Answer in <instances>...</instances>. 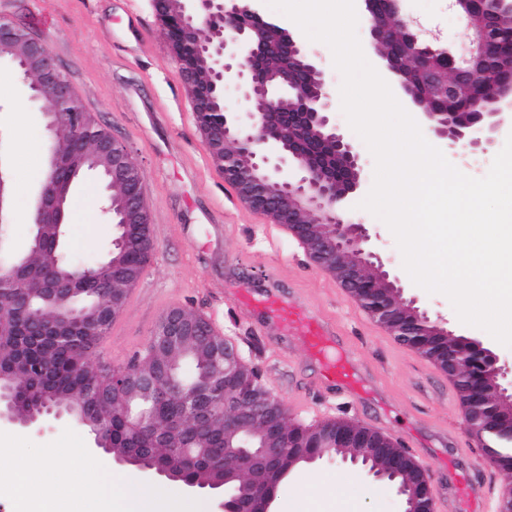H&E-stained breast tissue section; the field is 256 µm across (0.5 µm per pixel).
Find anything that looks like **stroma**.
Listing matches in <instances>:
<instances>
[{
  "instance_id": "35a3bbf8",
  "label": "stroma",
  "mask_w": 512,
  "mask_h": 512,
  "mask_svg": "<svg viewBox=\"0 0 512 512\" xmlns=\"http://www.w3.org/2000/svg\"><path fill=\"white\" fill-rule=\"evenodd\" d=\"M255 7L291 33L322 71L332 99H339L342 76L330 48L309 41L264 0H256ZM404 8L426 37L466 43L467 33L449 0H405ZM0 16L48 46L84 107L127 146L142 172L154 251L128 293L119 328L108 331L111 350L95 346V362L125 365L144 350L165 312L190 308L235 341L243 360L258 369L293 422L352 419L383 432L413 455L431 474L437 512H478L473 491L500 492L511 477L489 461L468 432L447 374L374 322L334 276L310 259L292 233H277L275 223L240 202L211 158L151 0H0ZM332 120L360 154L361 189L347 200L346 219L367 226L370 247L405 297L446 319L454 333L512 361V347L461 323L446 296L427 293L412 282L389 228L360 207L373 184L375 160L341 110H334ZM43 132L41 106L27 86L0 77V156L15 191L7 235L18 251L28 245L30 202L42 181ZM423 135L461 172L481 178L512 135V121L499 124L483 154L449 148L447 139L428 129ZM68 222V255L77 260L106 255L114 229L101 209L87 218L70 213ZM271 294L330 328L335 348L354 366L357 384L346 388L323 381L304 336L263 309ZM14 443L31 456L58 449L60 492L70 489L81 452L91 446L88 432L67 416L31 427L0 424V450ZM278 502L295 512L401 509L394 497L371 484L360 466L339 460L295 468Z\"/></svg>"
}]
</instances>
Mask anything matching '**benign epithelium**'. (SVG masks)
I'll return each instance as SVG.
<instances>
[{"label": "benign epithelium", "mask_w": 512, "mask_h": 512, "mask_svg": "<svg viewBox=\"0 0 512 512\" xmlns=\"http://www.w3.org/2000/svg\"><path fill=\"white\" fill-rule=\"evenodd\" d=\"M361 2L369 45L378 50L385 68L397 77L405 100L422 114L435 134L447 138L451 146L462 143L482 148L489 144L502 105L512 104L511 82L503 83L496 73H488L486 90L474 100L476 111L450 116L426 108L424 97L410 92L402 80L403 69L413 68L429 95L470 97V75L485 69L489 57L499 52L498 41L493 38L495 21L503 15L512 17V0H451V8L473 35L463 50L438 39H425L418 24L402 12L403 0ZM174 23L181 29L182 43L195 44V54L210 60L209 84L204 86L196 68L186 65L182 55H176L195 98L198 116L212 112L216 102L224 101L228 78L236 81L242 100L255 106L244 120L224 105L219 125L200 122L210 154L220 158L224 177L233 183L239 199L276 223L289 225L291 232L305 243L313 261L329 271L367 314L399 342L411 347L412 337L423 336L429 330L435 336L453 339L443 355L429 360L453 380L462 368L461 359L474 362L475 387L469 392L470 400H479L488 383L498 382L497 390L509 405L512 425V365L499 363L491 350L448 330L446 321L431 318L416 306L415 300L404 299L403 289L390 280L381 257L365 250L364 244L370 241L366 225L343 218L345 199L359 188L360 157L330 122L331 97L315 63L283 28L253 9L251 0H179ZM201 26L206 27L208 35L195 43L194 36ZM5 46L16 53L17 66L37 76L30 89L33 97L42 102L46 129L53 131L66 125L75 136H82L90 122V112L76 98L50 49L16 23L0 17V49ZM270 143L278 145V154H268ZM82 148L97 158L101 168L93 172L102 178L106 189L128 187L120 195V206L112 209V223L124 232L115 244L152 252V238L142 232L143 226L151 223V216L139 165L109 131L82 140ZM285 165L295 166L301 172L300 178L279 179L277 174ZM61 171L59 155L47 151L43 186L32 213L40 217L54 211L58 221H63ZM24 264L20 257L9 264L0 263V301L9 302L12 310L10 317L0 318V382H12L10 386L0 385V422L30 427L46 415L60 416L63 411L43 407L27 415L18 411V394L32 369L22 353L17 328H22L32 342H61L80 348L94 345L97 330L89 329L76 336L66 322H57L50 328L38 322L32 315L29 298L13 288ZM99 266L104 272L96 283L99 303L90 308L78 304L77 284L85 272L75 268L62 287L47 283L39 289L47 306L69 308L71 319L111 323L124 307L125 295H116L112 288L121 271L104 258ZM366 277L374 280L383 298L359 295L358 287ZM186 339L209 353L212 369L203 385H186L170 372L160 378L124 368L112 375V380H120L119 387L131 389L144 403L170 400L177 407L164 437L167 447L175 449L180 471L174 472L153 456L156 433L143 412L128 414L127 424L140 438V445L131 452L114 455L117 464L166 479L181 478L186 471L206 464L220 478L204 486L188 480L184 484L190 490L204 487L217 494L219 512H277V493L291 469L301 463L333 461L335 456L328 449L345 451L360 444V452L345 453L342 461L361 465L373 483L392 491L403 504L402 512H436L428 470L378 430L361 424L356 432L327 428L316 447L295 451L282 439L285 406L261 378L249 381L241 375L243 361L236 344L229 338L216 337L213 326L203 316L190 318L180 307L170 309L144 352L151 357ZM220 410L224 412V424L233 433L252 424L261 425L262 445H240L235 449L226 445L211 458L196 454L186 444V437L208 427L211 416ZM81 421L90 426L95 449L111 452L110 438L103 427L85 415ZM465 424L479 444H484L489 421L467 413ZM284 460L288 461V469L270 471V467ZM243 478L247 483L235 485Z\"/></svg>", "instance_id": "obj_1"}]
</instances>
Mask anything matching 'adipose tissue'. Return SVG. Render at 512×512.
<instances>
[{
  "instance_id": "obj_1",
  "label": "adipose tissue",
  "mask_w": 512,
  "mask_h": 512,
  "mask_svg": "<svg viewBox=\"0 0 512 512\" xmlns=\"http://www.w3.org/2000/svg\"><path fill=\"white\" fill-rule=\"evenodd\" d=\"M53 512H195L194 501L169 487H147L125 477L115 488L104 483L100 466L85 457L84 466L71 498Z\"/></svg>"
}]
</instances>
